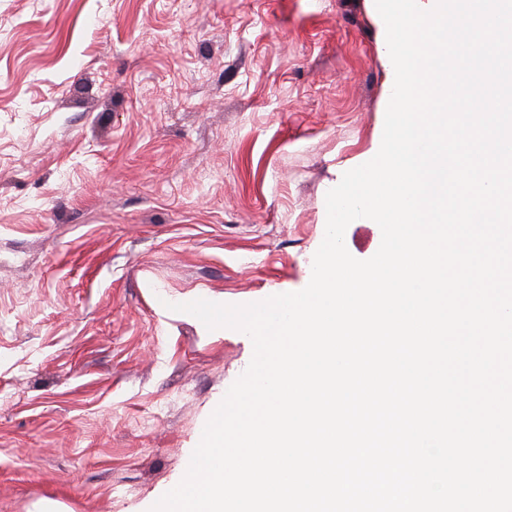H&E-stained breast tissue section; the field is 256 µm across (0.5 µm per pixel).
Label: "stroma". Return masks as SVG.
I'll use <instances>...</instances> for the list:
<instances>
[{
	"label": "stroma",
	"mask_w": 512,
	"mask_h": 512,
	"mask_svg": "<svg viewBox=\"0 0 512 512\" xmlns=\"http://www.w3.org/2000/svg\"><path fill=\"white\" fill-rule=\"evenodd\" d=\"M372 0H0V512H138L379 150ZM373 220L349 253L371 258Z\"/></svg>",
	"instance_id": "1"
}]
</instances>
